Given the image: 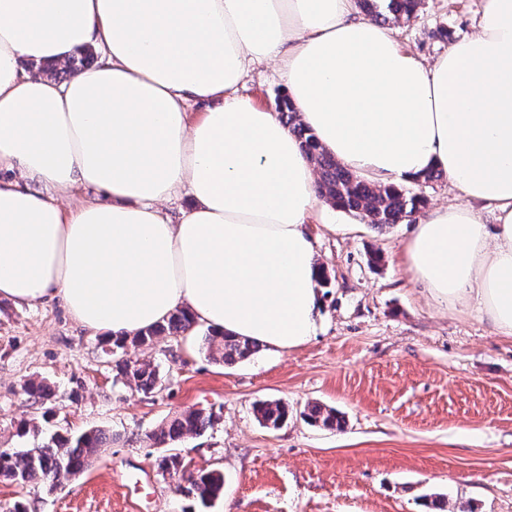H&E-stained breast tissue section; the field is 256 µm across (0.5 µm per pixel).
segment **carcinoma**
<instances>
[{"instance_id":"1","label":"carcinoma","mask_w":512,"mask_h":512,"mask_svg":"<svg viewBox=\"0 0 512 512\" xmlns=\"http://www.w3.org/2000/svg\"><path fill=\"white\" fill-rule=\"evenodd\" d=\"M360 7L375 22L389 24L408 21L416 13L419 0H359ZM282 119L298 138L301 148L313 162L318 173V193L332 207L354 214L376 229H383L403 221H413L427 200L424 195L411 192L397 185H374L344 169L324 152L314 135L300 119L293 106L284 96L276 101ZM194 327V319L185 311L172 313L163 322L138 334L120 340L105 354L111 358L116 376L132 384L143 393L157 387V366L147 360L132 356L138 348L152 344L160 336H181ZM204 344L210 357L227 365L248 359L259 345L243 338L217 335L210 331ZM24 391L34 403L45 404L52 397V389L44 381H29ZM259 421L267 427L279 428L288 420V405L277 400L262 401L255 406ZM306 416L314 424L327 428H340L344 421L335 409L319 403L307 407ZM220 415L187 410L154 429L147 439L155 445H169L188 435H199L214 426ZM41 430L33 422L19 424L17 435L31 436L33 443L24 454L15 456L6 448H0V478L21 481L37 487L54 490L65 480L83 472L101 448L112 442L100 429L79 433H56L47 441L39 440ZM188 491L202 503H207L224 493V474L213 469L190 477Z\"/></svg>"}]
</instances>
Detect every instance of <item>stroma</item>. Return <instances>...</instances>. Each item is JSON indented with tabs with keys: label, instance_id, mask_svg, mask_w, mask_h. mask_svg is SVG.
<instances>
[{
	"label": "stroma",
	"instance_id": "1",
	"mask_svg": "<svg viewBox=\"0 0 512 512\" xmlns=\"http://www.w3.org/2000/svg\"><path fill=\"white\" fill-rule=\"evenodd\" d=\"M481 0H421L395 25L399 46L429 63L476 32ZM239 93L272 107L278 69L254 64ZM310 232L329 278L322 325L290 351L263 347L224 366L193 340L162 337L139 350L158 366L151 393L116 379L105 341L56 301L0 298V448H19L21 420L45 434L105 429L114 437L80 477L47 491L0 480V506L29 512H427V496L448 512H512V338L497 335L475 300L446 308L416 284L403 261L413 225L377 233L328 208ZM381 266L369 262L372 251ZM55 389L50 420L21 385ZM282 400L287 422L260 423L256 402ZM344 413L332 431L310 425L308 403ZM220 413L206 432L175 446L183 476L162 474V446L148 432L181 411ZM218 469L224 494L209 506L187 491L190 475Z\"/></svg>",
	"mask_w": 512,
	"mask_h": 512
}]
</instances>
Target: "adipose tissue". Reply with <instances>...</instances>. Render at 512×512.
<instances>
[{"label": "adipose tissue", "mask_w": 512, "mask_h": 512, "mask_svg": "<svg viewBox=\"0 0 512 512\" xmlns=\"http://www.w3.org/2000/svg\"><path fill=\"white\" fill-rule=\"evenodd\" d=\"M90 47L93 67L39 74ZM255 62L342 166L377 185L435 168L469 199L415 224L405 265L512 337V0H482L477 33L430 64L354 0H0V297L60 300L107 341L178 309L282 350L311 341L322 204L278 111L238 94ZM82 186L101 199L72 202ZM184 190L195 204L171 219Z\"/></svg>", "instance_id": "adipose-tissue-1"}]
</instances>
